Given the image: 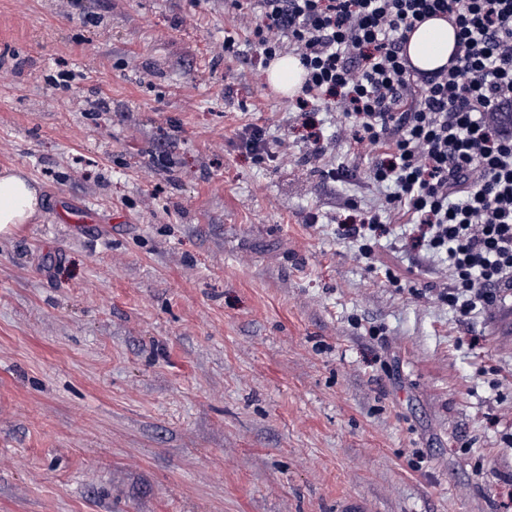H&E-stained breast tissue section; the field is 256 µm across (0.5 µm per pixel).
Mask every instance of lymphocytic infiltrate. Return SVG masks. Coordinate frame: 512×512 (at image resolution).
<instances>
[{"label": "lymphocytic infiltrate", "mask_w": 512, "mask_h": 512, "mask_svg": "<svg viewBox=\"0 0 512 512\" xmlns=\"http://www.w3.org/2000/svg\"><path fill=\"white\" fill-rule=\"evenodd\" d=\"M261 65L290 44L304 70L293 100L304 125L327 110L354 119L384 209L340 225L356 259L405 215L406 251L448 264L437 292L414 289L469 323L512 297V0H253ZM452 17L448 65L423 71L405 45L427 19Z\"/></svg>", "instance_id": "f902f5d3"}]
</instances>
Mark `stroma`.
I'll return each mask as SVG.
<instances>
[{"label":"stroma","mask_w":512,"mask_h":512,"mask_svg":"<svg viewBox=\"0 0 512 512\" xmlns=\"http://www.w3.org/2000/svg\"><path fill=\"white\" fill-rule=\"evenodd\" d=\"M254 25L232 0H0V169L43 198L0 239V512H512L500 309L414 297L447 271L398 227L355 259L369 160L327 112L358 175L307 160ZM251 124L287 159L246 152Z\"/></svg>","instance_id":"obj_1"}]
</instances>
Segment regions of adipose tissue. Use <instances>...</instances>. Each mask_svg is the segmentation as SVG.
<instances>
[{"label": "adipose tissue", "mask_w": 512, "mask_h": 512, "mask_svg": "<svg viewBox=\"0 0 512 512\" xmlns=\"http://www.w3.org/2000/svg\"><path fill=\"white\" fill-rule=\"evenodd\" d=\"M454 47L453 28L445 20L432 19L410 35L406 51L417 68L433 71L447 64ZM41 210L36 182L23 171L0 170V237H10L22 225L33 223Z\"/></svg>", "instance_id": "1"}]
</instances>
